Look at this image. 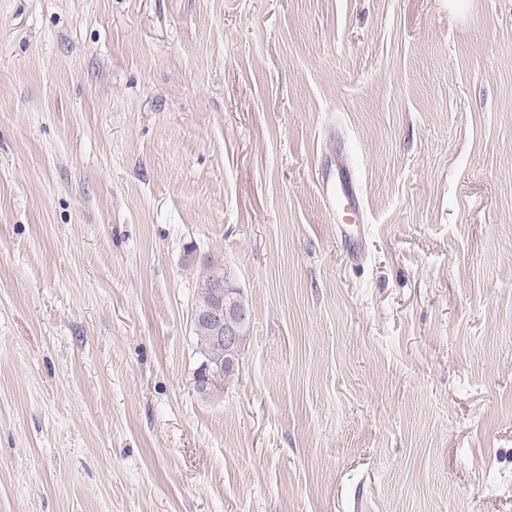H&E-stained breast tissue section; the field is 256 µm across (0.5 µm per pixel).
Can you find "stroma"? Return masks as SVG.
<instances>
[{"instance_id": "35a3bbf8", "label": "stroma", "mask_w": 512, "mask_h": 512, "mask_svg": "<svg viewBox=\"0 0 512 512\" xmlns=\"http://www.w3.org/2000/svg\"><path fill=\"white\" fill-rule=\"evenodd\" d=\"M0 512H512V0H0ZM326 202L332 212L339 214L340 211L349 215L359 213L360 198L350 189L347 188L345 192L334 195L326 190ZM203 272L201 276L198 278L196 282V297L194 306L197 304H203L208 302L210 296V288H208V283L210 280V276L214 270L225 269L224 260L219 256L215 255H207L206 260L202 262ZM211 288H213V299L211 303L197 311L200 319L207 321L214 331L213 345L216 348H224L227 354L224 362L225 369L234 370L237 368L235 358L231 356L237 349L241 336L238 329L239 316L235 298V289L224 284L223 276H217ZM237 370V369H236Z\"/></svg>"}]
</instances>
